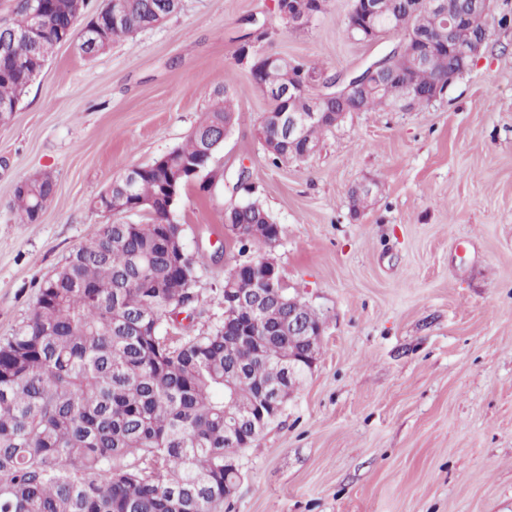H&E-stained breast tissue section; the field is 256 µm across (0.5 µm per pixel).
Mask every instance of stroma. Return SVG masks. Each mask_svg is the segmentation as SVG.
Listing matches in <instances>:
<instances>
[{
  "label": "stroma",
  "mask_w": 512,
  "mask_h": 512,
  "mask_svg": "<svg viewBox=\"0 0 512 512\" xmlns=\"http://www.w3.org/2000/svg\"><path fill=\"white\" fill-rule=\"evenodd\" d=\"M351 0H326L292 30L274 0H182L163 25L87 58L57 46L0 123V339L40 285L112 216L96 198L127 168L181 145L215 91L240 113L214 163L250 192L187 187L174 213L196 272L195 335L239 259L227 207L257 198L281 229L271 251L292 293L323 321L314 369L278 419L238 453L224 512H512V30L494 29L442 100L353 112L301 162L273 165L259 137L268 99L240 61L259 48L341 75L402 40L350 37ZM47 174L40 219L10 209ZM376 193L353 212L351 193Z\"/></svg>",
  "instance_id": "stroma-1"
}]
</instances>
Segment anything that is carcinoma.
<instances>
[{"label": "carcinoma", "mask_w": 512, "mask_h": 512, "mask_svg": "<svg viewBox=\"0 0 512 512\" xmlns=\"http://www.w3.org/2000/svg\"><path fill=\"white\" fill-rule=\"evenodd\" d=\"M130 0L124 21L99 11L73 18L71 0H13L15 18L0 26L25 33L39 21L38 42L0 48V121L45 67L62 37L95 44L89 56L157 26V14ZM406 29L431 25L424 8L400 17ZM467 64L447 48L412 74L426 91ZM238 122L234 100L214 98L188 140L144 170L136 198L154 200L145 224H103L39 288L36 305L18 331L0 341V512H224V459L233 426L263 404L267 384L288 369L294 336L224 335L220 319L197 336H135L177 305L179 284L160 233L168 223L162 199L169 175L200 152L201 134ZM53 186L33 180L14 190L12 208L34 224L51 202ZM234 222L271 219L256 200ZM238 253L263 257L273 239L263 231L235 239Z\"/></svg>", "instance_id": "obj_1"}]
</instances>
